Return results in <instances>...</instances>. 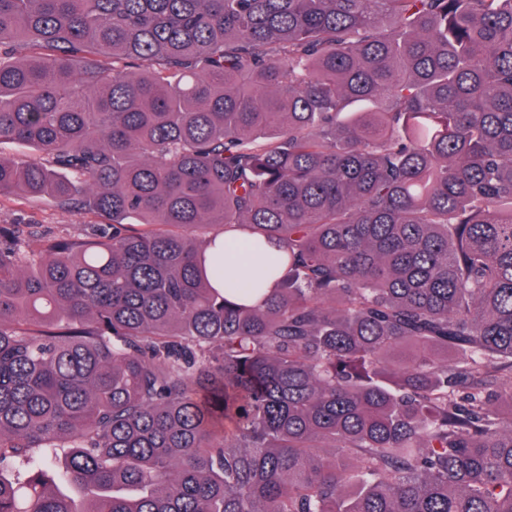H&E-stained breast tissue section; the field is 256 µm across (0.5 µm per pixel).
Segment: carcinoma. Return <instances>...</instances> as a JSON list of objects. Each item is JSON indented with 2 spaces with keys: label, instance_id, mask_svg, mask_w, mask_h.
I'll return each instance as SVG.
<instances>
[{
  "label": "carcinoma",
  "instance_id": "obj_1",
  "mask_svg": "<svg viewBox=\"0 0 512 512\" xmlns=\"http://www.w3.org/2000/svg\"><path fill=\"white\" fill-rule=\"evenodd\" d=\"M4 143L0 512H512V0H0ZM102 223L94 214L79 215L47 200L1 197L0 224H17L18 242L26 254L36 252L48 239L85 237L93 224Z\"/></svg>",
  "mask_w": 512,
  "mask_h": 512
}]
</instances>
